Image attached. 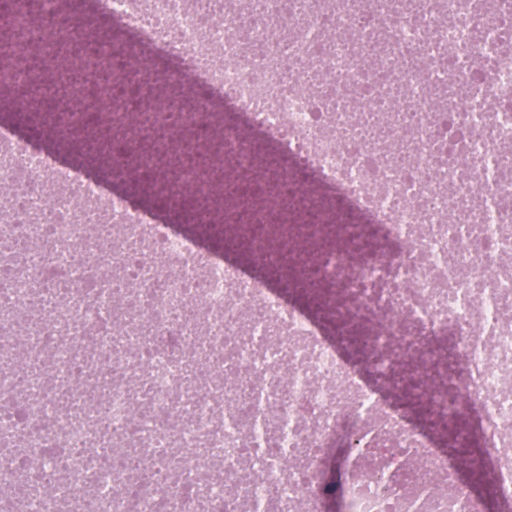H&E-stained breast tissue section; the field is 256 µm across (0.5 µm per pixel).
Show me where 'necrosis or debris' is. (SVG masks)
Masks as SVG:
<instances>
[{
  "instance_id": "obj_1",
  "label": "necrosis or debris",
  "mask_w": 512,
  "mask_h": 512,
  "mask_svg": "<svg viewBox=\"0 0 512 512\" xmlns=\"http://www.w3.org/2000/svg\"><path fill=\"white\" fill-rule=\"evenodd\" d=\"M161 81L74 86L57 136L85 144L134 113L110 170L61 161L0 129V512H485L457 449L483 428L484 469L512 512V6L480 0H105ZM27 12L25 41L55 53ZM240 115L225 179L255 155L268 181L309 173L300 201H343L317 267L318 316L175 232L189 211L156 154L207 141L211 99L168 112L185 77ZM0 53V88L39 111L63 81ZM169 130L153 151L138 143ZM163 180L160 213L105 180ZM247 246L279 207L247 185ZM359 437L355 476L337 450Z\"/></svg>"
}]
</instances>
